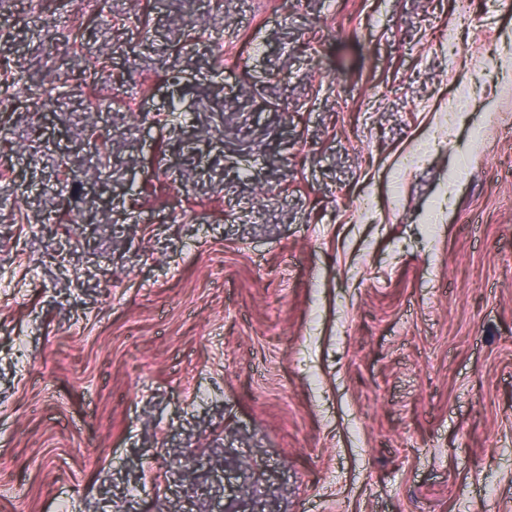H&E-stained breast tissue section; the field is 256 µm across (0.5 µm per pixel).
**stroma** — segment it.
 Segmentation results:
<instances>
[{"label":"stroma","instance_id":"stroma-1","mask_svg":"<svg viewBox=\"0 0 512 512\" xmlns=\"http://www.w3.org/2000/svg\"><path fill=\"white\" fill-rule=\"evenodd\" d=\"M280 2L0 0V512H512V6Z\"/></svg>","mask_w":512,"mask_h":512}]
</instances>
